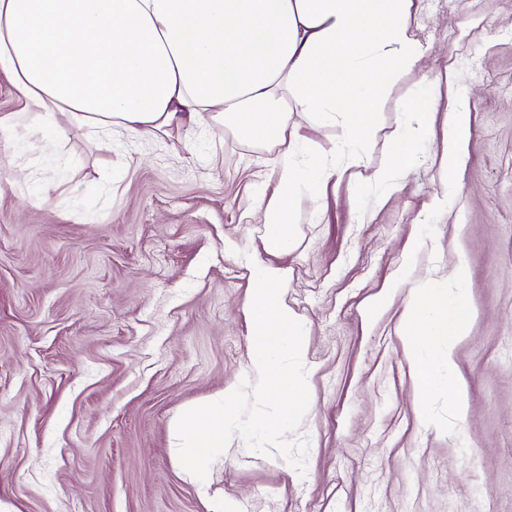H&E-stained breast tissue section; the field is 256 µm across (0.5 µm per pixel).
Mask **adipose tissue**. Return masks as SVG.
Instances as JSON below:
<instances>
[{"label": "adipose tissue", "instance_id": "adipose-tissue-1", "mask_svg": "<svg viewBox=\"0 0 512 512\" xmlns=\"http://www.w3.org/2000/svg\"><path fill=\"white\" fill-rule=\"evenodd\" d=\"M419 0H0V75L23 111L0 116L13 133L35 117L56 137L101 144L114 129L154 139L207 123L275 153L274 199L259 204L268 248L284 251L304 191L336 170L301 164L306 138L290 116L342 121L347 141L372 131L388 79L418 65L412 19ZM467 95L448 105L443 175H457L470 138ZM417 132L394 130L388 167L415 160ZM470 315L447 289L426 287L409 304L404 334L423 390L453 362Z\"/></svg>", "mask_w": 512, "mask_h": 512}]
</instances>
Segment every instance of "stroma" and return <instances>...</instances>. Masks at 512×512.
Returning <instances> with one entry per match:
<instances>
[{"mask_svg":"<svg viewBox=\"0 0 512 512\" xmlns=\"http://www.w3.org/2000/svg\"><path fill=\"white\" fill-rule=\"evenodd\" d=\"M413 29L424 60L390 78L356 150L342 124L292 113L340 177L306 192L285 251L265 248L253 209L275 189L273 152L220 129L117 134L101 151L76 134L0 137V512H478L487 496L512 512V0H421ZM444 69L437 112L462 90L472 113L459 192L432 209L442 139L425 134L391 187L351 209L353 174L388 164L423 72ZM263 265L287 269L308 330L310 408L288 436L308 444L307 470L236 436L201 481L173 423L247 378L242 309ZM421 284L462 288L471 314L424 396L403 333Z\"/></svg>","mask_w":512,"mask_h":512,"instance_id":"stroma-1","label":"stroma"}]
</instances>
